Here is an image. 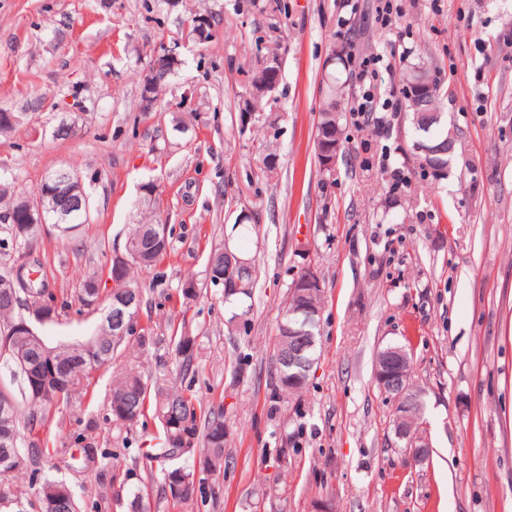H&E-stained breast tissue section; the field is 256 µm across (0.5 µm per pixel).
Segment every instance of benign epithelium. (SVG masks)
Masks as SVG:
<instances>
[{
    "instance_id": "1",
    "label": "benign epithelium",
    "mask_w": 512,
    "mask_h": 512,
    "mask_svg": "<svg viewBox=\"0 0 512 512\" xmlns=\"http://www.w3.org/2000/svg\"><path fill=\"white\" fill-rule=\"evenodd\" d=\"M212 22L207 17L199 18L193 27L192 36L200 44L209 41L212 35ZM178 45L166 46L155 51L150 61L153 66L146 69L144 83L149 84L157 71L169 62L178 59ZM336 141L327 144L321 150L322 169L336 170V162L344 144L343 131L336 129ZM90 197L85 193L83 178L67 169L59 168L50 172L44 179L36 200L31 201L25 196L18 197V205L26 216L29 224H77L82 221L89 211ZM130 248L125 253L112 256V303L109 312L103 318L102 325L111 328L116 336H130L136 330L135 318L137 294L120 285L123 272L128 264ZM296 287L301 293H316L320 291L321 282L314 269L310 266L304 269L303 277L297 281ZM50 303L44 302L28 310V318L21 320L16 326V335L28 340L26 349H34L39 353L37 386L40 387L33 396L37 401L43 395V387L53 377L65 371L59 360L53 356L54 350L45 345L37 332V326L45 324L49 317L46 308ZM299 324L288 327V367L305 363L306 351L315 347L316 340L310 336L306 325L320 314V310L302 306L295 311ZM412 365L408 353L401 347L381 350L375 361V378L380 388L393 395L398 400L397 415L394 419L395 434L407 441L413 458L420 462L427 455L428 443L418 434L413 433L414 419L410 415L412 406L418 403V394L411 384Z\"/></svg>"
}]
</instances>
